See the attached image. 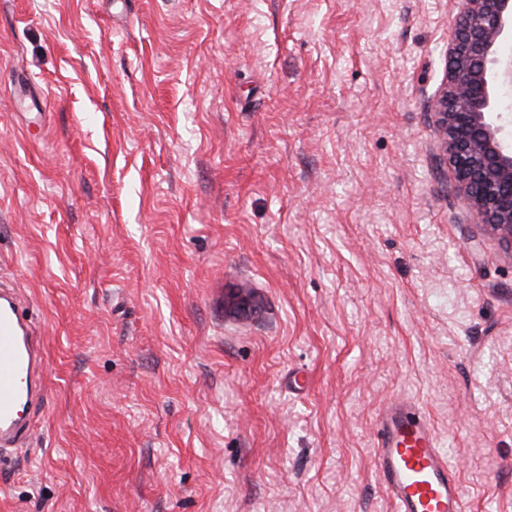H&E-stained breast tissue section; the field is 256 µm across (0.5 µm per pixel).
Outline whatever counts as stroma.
Wrapping results in <instances>:
<instances>
[{
    "instance_id": "stroma-1",
    "label": "stroma",
    "mask_w": 512,
    "mask_h": 512,
    "mask_svg": "<svg viewBox=\"0 0 512 512\" xmlns=\"http://www.w3.org/2000/svg\"><path fill=\"white\" fill-rule=\"evenodd\" d=\"M113 2L0 0V282L46 361L0 512H394L396 398L512 512V257L436 171L456 0ZM227 307L233 315L247 317L255 311L256 304L254 297L247 289H238L229 297Z\"/></svg>"
}]
</instances>
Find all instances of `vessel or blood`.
<instances>
[{
	"label": "vessel or blood",
	"instance_id": "b4317fda",
	"mask_svg": "<svg viewBox=\"0 0 512 512\" xmlns=\"http://www.w3.org/2000/svg\"><path fill=\"white\" fill-rule=\"evenodd\" d=\"M15 289H0V447L23 440V412L45 397V361L37 332ZM378 472L394 512H464L461 486L429 421L414 404L395 400L377 420Z\"/></svg>",
	"mask_w": 512,
	"mask_h": 512
}]
</instances>
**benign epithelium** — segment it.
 Segmentation results:
<instances>
[{"label":"benign epithelium","instance_id":"benign-epithelium-1","mask_svg":"<svg viewBox=\"0 0 512 512\" xmlns=\"http://www.w3.org/2000/svg\"><path fill=\"white\" fill-rule=\"evenodd\" d=\"M459 22L446 55L448 74L433 97L439 165L452 169L457 190L483 231L512 255V137L497 110L500 83L512 80V60L499 45L512 41V0H458ZM230 312L251 315L246 289L231 295Z\"/></svg>","mask_w":512,"mask_h":512}]
</instances>
